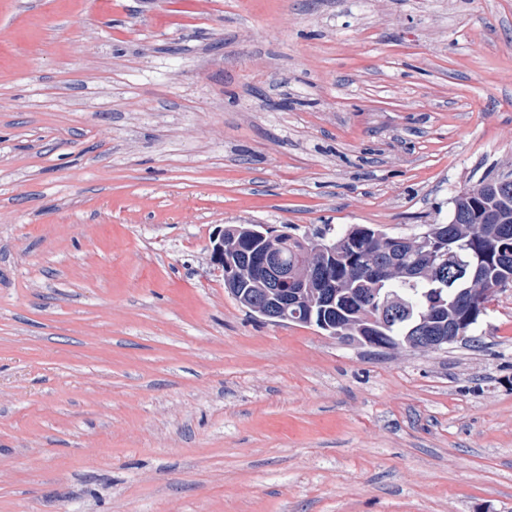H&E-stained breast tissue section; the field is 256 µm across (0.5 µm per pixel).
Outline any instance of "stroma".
<instances>
[{
	"mask_svg": "<svg viewBox=\"0 0 512 512\" xmlns=\"http://www.w3.org/2000/svg\"><path fill=\"white\" fill-rule=\"evenodd\" d=\"M508 171L512 0H0V512H512V286L396 351L209 251Z\"/></svg>",
	"mask_w": 512,
	"mask_h": 512,
	"instance_id": "35a3bbf8",
	"label": "stroma"
}]
</instances>
